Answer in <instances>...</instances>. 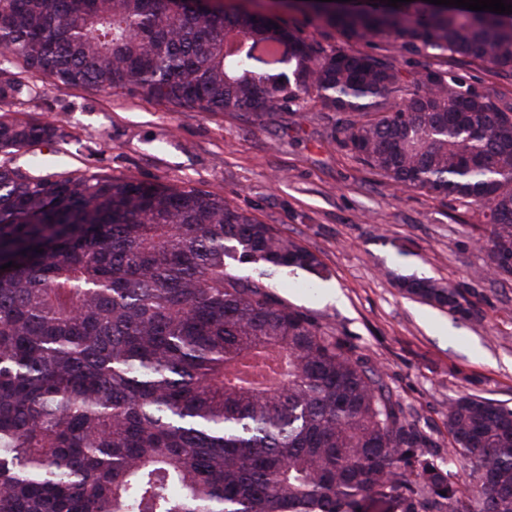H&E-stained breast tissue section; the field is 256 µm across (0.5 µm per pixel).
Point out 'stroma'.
<instances>
[{
    "label": "stroma",
    "instance_id": "35a3bbf8",
    "mask_svg": "<svg viewBox=\"0 0 512 512\" xmlns=\"http://www.w3.org/2000/svg\"><path fill=\"white\" fill-rule=\"evenodd\" d=\"M444 68L462 91L492 88L512 104V76L476 61ZM33 83V100L15 104L16 116L57 122L67 138L17 163L37 161L43 175L104 170L206 189L315 252L324 278L278 273L275 292L378 369L440 443L451 400L482 396L512 407V276L493 273L490 227L473 207L387 185L337 144L334 114L312 101L265 115L170 112L141 95ZM410 275L451 285L469 315L400 291L397 277ZM327 287L335 301H322Z\"/></svg>",
    "mask_w": 512,
    "mask_h": 512
}]
</instances>
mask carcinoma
I'll return each instance as SVG.
<instances>
[{
  "label": "carcinoma",
  "instance_id": "carcinoma-1",
  "mask_svg": "<svg viewBox=\"0 0 512 512\" xmlns=\"http://www.w3.org/2000/svg\"><path fill=\"white\" fill-rule=\"evenodd\" d=\"M312 20L352 45L512 66V14L371 0ZM37 76L171 112L314 98L371 173L476 206L512 276V107L494 94L236 0H0V512H363L373 495L512 512V408L448 404V456L474 472L452 481L381 373L264 277H320L314 252L208 190L16 164L67 137L7 110ZM397 284L467 312L436 280Z\"/></svg>",
  "mask_w": 512,
  "mask_h": 512
}]
</instances>
